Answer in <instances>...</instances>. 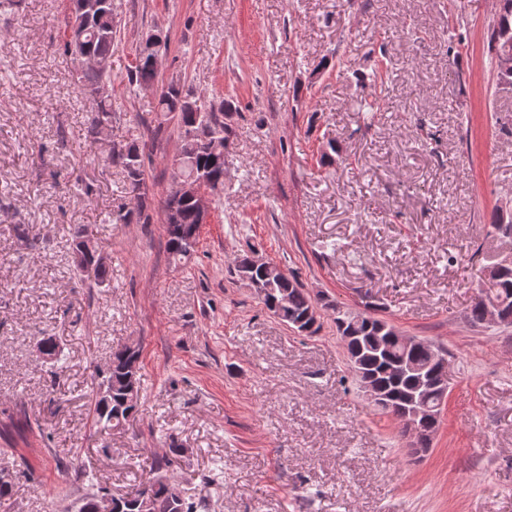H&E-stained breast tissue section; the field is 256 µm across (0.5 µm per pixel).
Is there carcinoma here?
I'll return each mask as SVG.
<instances>
[{
	"instance_id": "1",
	"label": "carcinoma",
	"mask_w": 512,
	"mask_h": 512,
	"mask_svg": "<svg viewBox=\"0 0 512 512\" xmlns=\"http://www.w3.org/2000/svg\"><path fill=\"white\" fill-rule=\"evenodd\" d=\"M498 21L490 29L489 48L494 59L502 57L512 59V0H497ZM73 11L67 22L72 30V39L63 40L61 49L70 55V46H80L82 54L108 59L112 56V47L116 40L117 28L114 22L113 0H72ZM71 59L77 64V79L81 93L90 104V116L87 117V132L95 138L101 133L102 120L112 119V86H103L101 72L82 63L76 56ZM127 81L139 87L158 82V71L152 66L149 57L138 51L127 73ZM159 111L166 119L174 120L179 128L181 153L173 160V173L195 175L205 181L210 191L224 188V162L214 159L195 140V131H216L229 138L230 130L224 123L226 112L232 110L230 102L214 104L207 96L190 86L170 83L162 87L158 96ZM107 163L120 167L124 172L126 190L136 192L140 198L138 209L134 212L117 213L114 222L127 224L133 220L140 224L151 223L152 216L147 205V180L149 178L144 149L136 143L115 145L112 147ZM175 206L179 220L175 224L165 225L166 246L170 257L175 260L187 259L195 251L199 234L193 231L197 224L195 203L178 199L168 193L163 207ZM490 235L499 240L512 241V217L502 215L490 224ZM251 254L243 253L236 257L234 271L240 277L247 276L266 289L262 296L268 311L287 325L293 326L305 322L314 334L318 330L314 317L315 303L305 288L296 278L288 275L269 285L263 281L260 272L250 265ZM287 293L288 303L277 304L282 293ZM495 300L505 305L512 315V265L502 267L491 286H479L477 296L466 313L467 321L477 326L483 320V301ZM336 332L340 336L349 359L359 363L362 372L360 379L372 378L381 383L391 397L402 402L413 392L422 387L427 375L434 373L428 352L420 349L415 352L403 351L396 342L395 329L387 322L363 313L348 310L336 312L334 317ZM423 369L425 374L416 372H399L398 364L404 357ZM140 360V349L136 345H122L112 350L109 365L95 372L100 383L112 389L111 406H102L98 397H93L90 412L94 425L104 431L120 428L138 412V406L125 404L124 388L130 374V366ZM33 433L30 420L24 413H10L0 422V437L6 441L19 438L28 443ZM169 459L161 457L157 461L155 475L141 482L140 486L120 496L125 501V512H133L129 504L134 503L149 490L153 494L154 512H209V502L205 497H181L175 483L161 474L168 466Z\"/></svg>"
}]
</instances>
